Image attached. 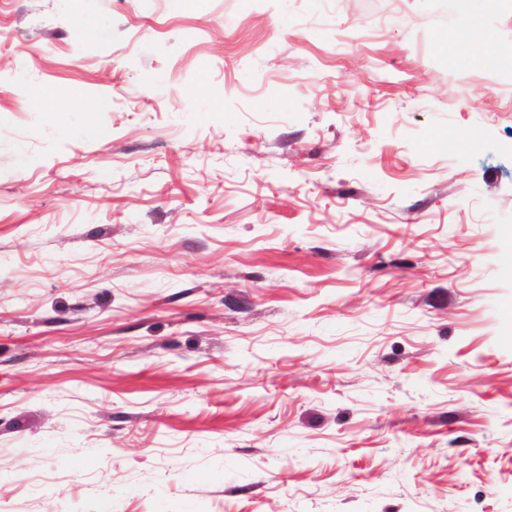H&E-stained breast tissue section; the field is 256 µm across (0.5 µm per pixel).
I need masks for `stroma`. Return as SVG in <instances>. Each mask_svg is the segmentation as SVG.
Returning <instances> with one entry per match:
<instances>
[{
  "instance_id": "35a3bbf8",
  "label": "stroma",
  "mask_w": 512,
  "mask_h": 512,
  "mask_svg": "<svg viewBox=\"0 0 512 512\" xmlns=\"http://www.w3.org/2000/svg\"><path fill=\"white\" fill-rule=\"evenodd\" d=\"M471 13L512 50V0H0V512H512Z\"/></svg>"
}]
</instances>
